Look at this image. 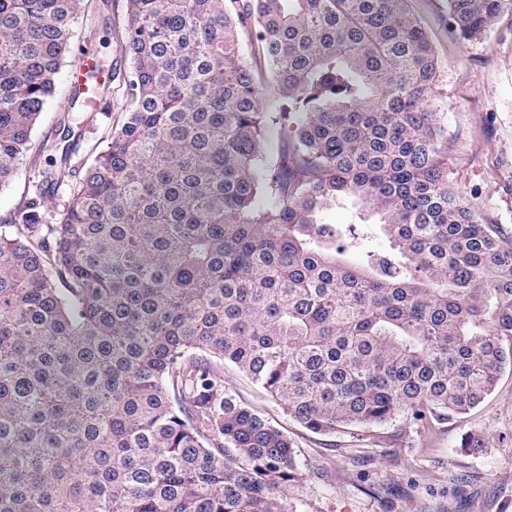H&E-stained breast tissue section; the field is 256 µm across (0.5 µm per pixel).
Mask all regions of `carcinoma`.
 <instances>
[{
	"mask_svg": "<svg viewBox=\"0 0 512 512\" xmlns=\"http://www.w3.org/2000/svg\"><path fill=\"white\" fill-rule=\"evenodd\" d=\"M83 2L0 0V190ZM127 2L110 146L0 224V512H288L300 453L223 364L312 433L427 446L512 368V242L448 180L409 0ZM506 9L448 0V30ZM341 198L375 221L322 223Z\"/></svg>",
	"mask_w": 512,
	"mask_h": 512,
	"instance_id": "1",
	"label": "carcinoma"
}]
</instances>
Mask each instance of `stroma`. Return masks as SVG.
I'll return each instance as SVG.
<instances>
[{
    "label": "stroma",
    "mask_w": 512,
    "mask_h": 512,
    "mask_svg": "<svg viewBox=\"0 0 512 512\" xmlns=\"http://www.w3.org/2000/svg\"><path fill=\"white\" fill-rule=\"evenodd\" d=\"M410 6L436 52L429 102L446 114L448 178L478 207L483 222L512 240V10L501 14L488 36L462 41L447 29V0H410ZM126 9L127 0H84L62 72L70 74L82 54H92L109 79L112 108L73 104L64 96L52 101L34 128L33 152L0 190V219L46 169L35 150L54 139L61 113L70 114L81 137L73 163L91 165L109 146L124 118V80L132 67L112 35L113 21ZM222 374L227 387L288 432L308 463L288 486V512H512V370L501 374L479 406L440 424L425 448L400 420L368 433L312 434L236 368L225 366ZM468 433L484 439L482 454L459 450Z\"/></svg>",
    "instance_id": "1"
}]
</instances>
